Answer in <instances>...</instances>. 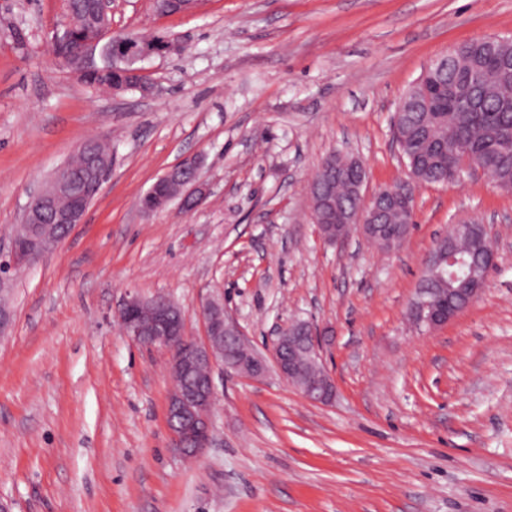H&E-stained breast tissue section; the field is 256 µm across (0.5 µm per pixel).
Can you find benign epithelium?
<instances>
[{"label": "benign epithelium", "mask_w": 512, "mask_h": 512, "mask_svg": "<svg viewBox=\"0 0 512 512\" xmlns=\"http://www.w3.org/2000/svg\"><path fill=\"white\" fill-rule=\"evenodd\" d=\"M102 14L89 22L91 32L84 40V46L70 69L84 76L91 69L89 55L102 47L112 57V69L121 70V64L136 55L143 59L159 50L162 44L147 38L137 44L116 40L112 34V0H97ZM126 81L110 87L112 91L126 90L135 84L143 93H149L153 84L143 70L123 72ZM75 158L82 163L78 171L67 161L56 167L44 182L32 193L17 225L9 252V260L0 263V271L19 272L39 260L49 249L42 233L41 224H63L71 228L82 223L84 214L100 192L112 168V146L103 137L84 140L75 151ZM202 160L189 157L167 170L146 192L140 202L145 213L165 209L178 198L184 210H192L206 194L207 186L200 178ZM414 184V176L384 188L394 197L402 200L409 216H414L415 194L404 192L407 185ZM365 182H359L354 191L356 206L336 213V207L329 198L330 188H316L310 183V190L327 195L324 204L329 208L330 223H318L321 237L330 244L342 243L348 235L341 228L343 224H355L364 238H369L367 225L373 220L377 210L379 193H374L367 205H362ZM465 225L466 236L485 242V274L469 277L470 288L466 289L464 304L469 306L481 296L490 272L497 264V252L488 231V225L477 217L458 220ZM455 262V254L450 249L434 247L424 268L423 278L434 275L444 278V267ZM460 313L457 308L435 309L425 298V290L414 301L411 309L413 320L432 332ZM199 317L204 326L203 338L194 336L188 329L181 307L171 298L156 295L150 298L139 294L129 295L122 303L118 318L125 335L133 341L161 348L169 355L171 374L183 378L199 374L203 383L191 390L174 388L168 395L167 417L173 436L174 447L186 454L190 451L198 455L208 447L212 427L213 406L216 400L214 377L219 370L249 378H261L267 372V362L256 357L250 363L239 358V353L247 349V341L240 327L224 312V305L210 297L202 301ZM319 332L310 321H296L277 331L272 346V358L279 376L294 386L306 400L329 403L335 394V385L325 371L308 373L297 361V354L303 353L320 361Z\"/></svg>", "instance_id": "benign-epithelium-1"}]
</instances>
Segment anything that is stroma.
I'll return each instance as SVG.
<instances>
[{
  "label": "stroma",
  "instance_id": "obj_1",
  "mask_svg": "<svg viewBox=\"0 0 512 512\" xmlns=\"http://www.w3.org/2000/svg\"><path fill=\"white\" fill-rule=\"evenodd\" d=\"M66 0H0V247L30 190L76 144L112 139L81 224L10 281L0 340V500L11 512H512V193L483 173L416 191L399 249L323 240L309 181L333 152L367 189L407 168L402 94L460 43L512 39V0H200L158 15L115 0L112 27L177 45L145 58L152 93H106L57 58ZM203 158L208 195L146 214L169 167ZM489 224L482 296L434 332L409 318L456 220ZM164 294L203 335L215 295L269 357L298 319L325 329L330 404L269 370L216 375L210 443L172 445L168 355L125 336L131 293Z\"/></svg>",
  "mask_w": 512,
  "mask_h": 512
}]
</instances>
